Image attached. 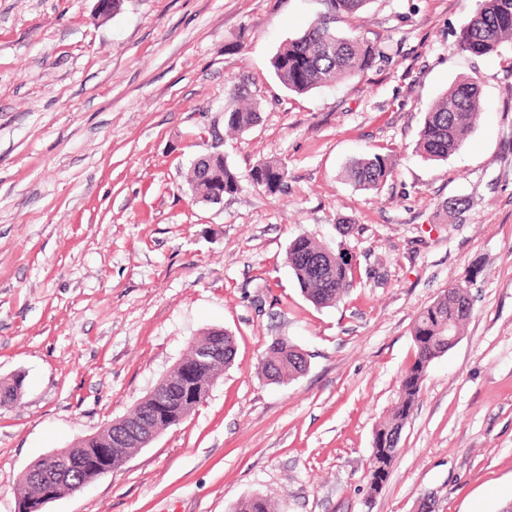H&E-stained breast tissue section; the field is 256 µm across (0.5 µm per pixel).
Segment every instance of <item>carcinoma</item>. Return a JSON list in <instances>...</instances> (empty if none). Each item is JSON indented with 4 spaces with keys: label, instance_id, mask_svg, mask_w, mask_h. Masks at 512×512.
<instances>
[{
    "label": "carcinoma",
    "instance_id": "cac0c4a2",
    "mask_svg": "<svg viewBox=\"0 0 512 512\" xmlns=\"http://www.w3.org/2000/svg\"><path fill=\"white\" fill-rule=\"evenodd\" d=\"M367 0H325L326 11L300 36L290 40L272 58V67L284 87L304 94L331 83L354 78L370 69L379 55L375 44L360 36H342L332 24L343 14H354ZM512 42V0H480L469 22L461 30L458 46L474 57L499 53ZM249 77L243 75L230 81L224 104V127L231 132H246L260 122L257 102L248 88ZM481 89L474 77H461L433 102L425 112L419 147L429 160H446L470 138L479 112ZM394 164L387 155L374 153L351 160L344 177L364 190L378 189L392 177ZM252 181L270 192L285 186L288 169L283 163L262 161L250 171ZM187 184L194 199L202 204H216L220 195L236 192L240 186L238 173L221 156L195 161L187 174ZM299 288L308 301L318 307H329L340 301L352 287L356 275L353 255L341 248L333 251L307 236L292 240L286 253ZM467 289L452 285L418 314L413 327L416 357L401 383L397 406L391 417L375 431L370 462V488L378 490L386 480L397 454L402 428L416 402L431 362L448 350V336L461 331L471 315ZM235 357V341L222 328H208L195 339L182 362L194 367V375L184 377L176 366L164 378L167 397L173 399L166 415L155 417L149 406H138L128 419L147 418L158 429H166L184 420L186 400L190 409L201 405L209 393L212 378L226 368ZM307 368V360L298 349L285 340L272 342L262 362V373L271 381H290ZM23 379L15 377L0 384V405L13 402L20 394ZM121 437L120 450H112V468L123 464V456L139 450V439L121 424L102 430L65 449L83 461L82 470L61 484L63 494L80 482L91 483L101 477L97 449L111 438ZM19 501L37 510L41 487L29 480L21 481ZM274 503L263 496H252L238 502L232 512H276Z\"/></svg>",
    "mask_w": 512,
    "mask_h": 512
}]
</instances>
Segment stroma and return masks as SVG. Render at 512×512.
<instances>
[{
	"mask_svg": "<svg viewBox=\"0 0 512 512\" xmlns=\"http://www.w3.org/2000/svg\"><path fill=\"white\" fill-rule=\"evenodd\" d=\"M478 5L368 0L335 29L381 57L297 95L271 60L322 0H122L106 21L97 0H0V382L24 378L0 405V512H18L32 460L127 414L211 327L236 356L197 411L45 512H231L254 495L282 512L512 502V46L459 49ZM239 75L261 120L222 140L239 190L202 205L186 174ZM462 76L480 83L481 115L464 147L428 160L425 112ZM367 153L394 161L381 189L343 177ZM260 160L285 163L287 189L251 182ZM452 199L467 205L448 222ZM301 235L356 258L334 306L307 301L286 262ZM463 283L471 317L432 361L371 492L414 321ZM278 339L307 360L290 382L261 372Z\"/></svg>",
	"mask_w": 512,
	"mask_h": 512,
	"instance_id": "obj_1",
	"label": "stroma"
}]
</instances>
